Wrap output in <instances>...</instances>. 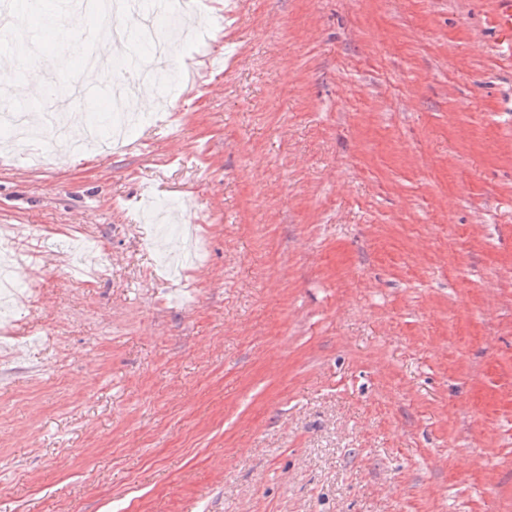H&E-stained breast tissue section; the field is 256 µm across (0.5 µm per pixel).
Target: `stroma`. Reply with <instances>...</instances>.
<instances>
[{
    "label": "stroma",
    "mask_w": 512,
    "mask_h": 512,
    "mask_svg": "<svg viewBox=\"0 0 512 512\" xmlns=\"http://www.w3.org/2000/svg\"><path fill=\"white\" fill-rule=\"evenodd\" d=\"M496 7L241 0L145 152L0 129V512H512Z\"/></svg>",
    "instance_id": "1"
}]
</instances>
